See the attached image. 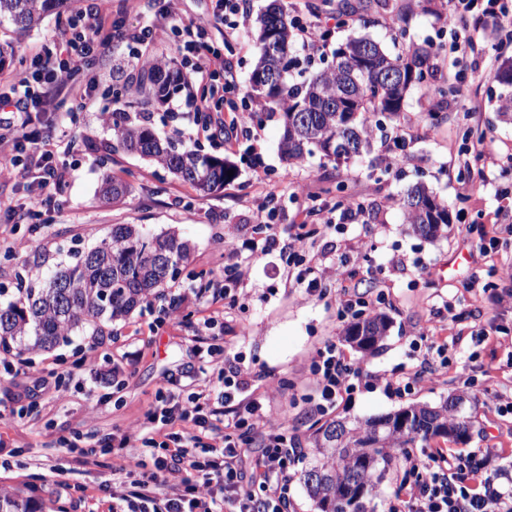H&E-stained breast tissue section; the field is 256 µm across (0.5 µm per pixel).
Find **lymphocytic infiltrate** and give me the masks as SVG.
Returning a JSON list of instances; mask_svg holds the SVG:
<instances>
[{"label": "lymphocytic infiltrate", "instance_id": "1", "mask_svg": "<svg viewBox=\"0 0 512 512\" xmlns=\"http://www.w3.org/2000/svg\"><path fill=\"white\" fill-rule=\"evenodd\" d=\"M240 12L239 0H215L212 14L191 22L188 31L200 46L216 31L234 38L239 24L224 16ZM112 40L111 26L96 16L87 17L80 34L60 33L59 53L31 57L36 73L46 76L44 84L21 79L22 95L0 94V112L18 113L26 126L32 111H48L62 91L87 103L90 91L72 84L74 65L111 50ZM30 141L34 149L27 162L37 176L29 196L39 202L42 187L64 182L67 167L54 162L45 139L34 135ZM313 373L318 408L326 412L353 390L361 370L328 343L318 350ZM218 378L221 388L207 386L185 399L171 390L162 393L146 422L119 439L118 448L136 449L131 465L139 476L113 489L112 512H294L289 483L302 451L288 436L287 417L274 415L264 397L250 393L249 374L235 361L225 360ZM254 431L263 441L261 453L252 456L246 447ZM498 457L495 448L478 455L443 449L425 456L406 453V493L392 512H512V472L497 466Z\"/></svg>", "mask_w": 512, "mask_h": 512}]
</instances>
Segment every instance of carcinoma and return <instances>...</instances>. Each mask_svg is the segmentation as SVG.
Instances as JSON below:
<instances>
[{
	"label": "carcinoma",
	"instance_id": "1",
	"mask_svg": "<svg viewBox=\"0 0 512 512\" xmlns=\"http://www.w3.org/2000/svg\"><path fill=\"white\" fill-rule=\"evenodd\" d=\"M68 0H0V24L20 31L31 30ZM389 0H338L336 12L353 17L374 7L388 9ZM295 38L292 19L271 4L257 18L256 65L250 77L252 96L264 114L280 113L281 155L290 163L303 161L316 152L338 163H349L339 148L347 143L356 156L373 149L371 123L394 119L415 86L426 85L432 95L427 118L437 125L448 95L457 92L449 80L437 81L433 57L443 44L427 48L412 46L392 55L369 37L340 44L331 65L290 83L297 58L289 55ZM404 75L401 87L385 80L382 71ZM188 86L180 72L150 65L139 80L140 96L164 102ZM112 134L117 144L154 161L179 180L210 195L232 181L227 171L235 166L226 159L200 153L187 146L163 145L153 130L132 121L125 112L112 113ZM130 187L106 176L100 194L107 203L118 204ZM402 206L412 233L433 239L450 224L448 206L425 184L407 191ZM189 245L174 232L147 235L136 224H114L107 237L86 252L71 254L72 261L39 286L19 288L18 297L0 304V348L13 349L21 358L34 351L50 350L87 326L101 330L103 324L127 318L152 299L164 297L163 288L176 279L179 267L189 258ZM389 321L373 313L351 324L346 341L362 352H372L387 335ZM458 393L448 395L438 407L410 406L363 422L345 418L327 421L313 435L310 459L301 470L303 483L317 512H367L365 499L395 464L396 451L438 435L461 438L471 421L456 411ZM410 425L398 427L400 417ZM0 512H37L31 500L16 490L0 492Z\"/></svg>",
	"mask_w": 512,
	"mask_h": 512
}]
</instances>
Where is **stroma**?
Instances as JSON below:
<instances>
[{"instance_id":"obj_1","label":"stroma","mask_w":512,"mask_h":512,"mask_svg":"<svg viewBox=\"0 0 512 512\" xmlns=\"http://www.w3.org/2000/svg\"><path fill=\"white\" fill-rule=\"evenodd\" d=\"M278 1L296 21L317 22L329 32L315 55L293 47L311 71L331 64L336 47L353 37L376 38L393 54L401 50L376 11H369L367 20L342 24L336 19L337 0ZM270 2L245 0L248 18L240 37L226 41L216 35L210 42L234 78L225 104H242L248 95L255 19ZM392 3L409 9L406 44L445 45L434 63L458 92L449 96L438 127L432 128L421 119L429 106L425 88L411 89L399 118L384 123L388 137L404 139V151L396 155L378 147L340 169L318 155L298 164L283 161L275 115L228 139L198 133L207 115L196 112L195 103L209 96L208 85L191 83L163 104L128 96L125 82L139 79L140 72L128 55L127 34L162 23V9L170 8L178 31L149 47L174 55L186 38L181 25L211 11L214 0H137L131 12L124 0H71L61 14L46 16L30 31L0 27L1 39L44 54L58 51L56 33L89 13L121 31L110 53L88 58L73 73L77 86L98 82L90 108H79L61 94L52 111L32 115L33 124L54 143L57 160L69 169L65 185L46 189L49 202L41 215L9 223L7 207H28L31 176L17 169L0 178L1 304L16 298L19 282H42L71 252L94 247L115 224H137L152 234L171 228L188 240L189 259L174 282L178 288L220 279L227 262L224 245L232 239L243 243L240 258L250 267L249 276L232 286L230 298L182 305L178 319L164 326H156L155 319L169 301L155 299L127 319L105 324L99 334L81 330L50 351L31 354L27 372L0 352V460L9 461L0 469V487L20 489L42 512H108L113 488L126 479L117 470L118 459L100 452L95 465L82 466L64 440L77 432L97 440L133 431L155 408L160 390H181L187 376L200 375L205 363L195 353L196 324L209 315L218 319L212 336L227 355L239 357L252 390L264 395L268 407L287 415L288 433L299 448H309L323 419L313 402L311 364L317 350L333 342L362 369L354 391L337 402L335 415L365 420L414 404L434 407L450 393H461L473 423L469 439L435 438L417 443V450L498 448L499 465H512V415L501 412L512 403V116L497 110L503 88L494 77L500 63L512 59V43H502L494 33L498 25L512 23V0H501L502 19H488L490 37L474 42L462 0H447L444 23L422 12L416 0ZM116 66L123 69L118 82L112 79ZM102 111L134 118L149 113L148 124L158 137L229 160L237 176L223 190L200 195L163 167L115 148L111 130L97 119ZM469 128L478 130L479 139L465 137ZM479 143L486 156L476 154ZM107 174L130 185L120 205L100 196ZM337 181L344 183L346 195L363 203L362 220L342 219L331 191ZM417 182L449 207L451 222L434 239L414 235L401 206L405 191ZM264 200L273 212L270 231L257 210ZM271 232L278 245L262 251ZM299 235L305 238L301 251L293 247ZM15 238L31 240L34 249L11 250ZM338 257L347 261L342 280L327 284L322 299L307 298L295 281L298 270ZM344 288L364 301V314L380 312L390 321L374 352H358L345 340L354 318L341 313L338 297ZM424 333L447 343V365L428 366L409 393L387 390L384 378L419 368L411 343ZM115 364L117 387L106 379ZM60 477L69 493L57 488Z\"/></svg>"}]
</instances>
